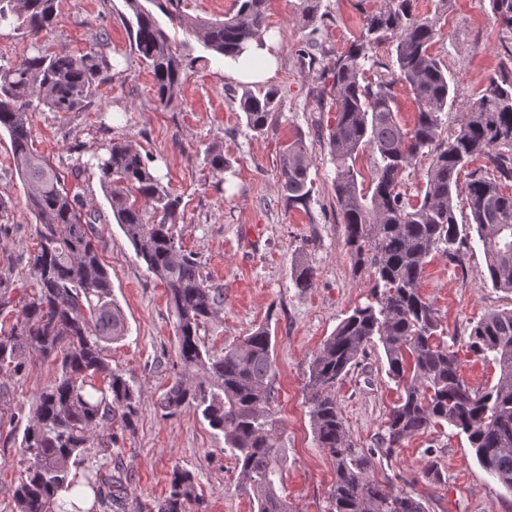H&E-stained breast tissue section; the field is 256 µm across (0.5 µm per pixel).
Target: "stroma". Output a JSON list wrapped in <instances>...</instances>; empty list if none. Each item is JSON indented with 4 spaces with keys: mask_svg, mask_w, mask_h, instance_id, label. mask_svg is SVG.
Listing matches in <instances>:
<instances>
[{
    "mask_svg": "<svg viewBox=\"0 0 512 512\" xmlns=\"http://www.w3.org/2000/svg\"><path fill=\"white\" fill-rule=\"evenodd\" d=\"M297 0H270L267 39L277 66L270 85L281 102L268 126L250 130L239 110L249 85L224 74L223 59L206 55L194 37L169 27L177 51L194 65L176 99L160 104L153 76L130 47L120 19L123 0H56L57 22L42 36L55 52L86 53L96 32L108 35L106 53L114 70L100 83L83 112L34 115L31 141L63 173L79 165V191L89 210L99 212L102 257L113 293L123 308L128 335L111 347L114 368L139 386L135 432L119 437L120 469L132 512H152L168 490L173 468L189 470L208 512H251L235 462L222 433L212 430L194 409L162 415L158 398L174 375L175 338L163 286L137 260L112 217L100 182L97 158L110 140L134 141L150 167L182 198L173 231L183 247L197 253L204 272L224 289V322L215 328V346L268 325L275 338V408L288 450L281 492L297 512H328L332 461L312 434L304 386L312 353L356 305L367 302V275L354 274L343 246L344 226L331 190L334 168L318 130L333 124L319 111L317 96L329 81L324 68L358 36L365 15L380 0H323L327 17L315 28L295 22ZM433 51L457 79L459 104L448 112L447 133H455L461 106L478 97L501 69L512 71V30L478 0H451L443 37ZM303 136L313 159V190L306 205L288 207L277 184L280 148ZM219 145L230 163L213 172L205 151ZM0 197L8 210L0 220L11 232L0 238V252L11 256L15 278L31 281L27 266L35 247L33 217L12 165L10 139L0 134ZM316 268L313 288L299 291L292 280L296 256ZM421 292L437 309L448 337L465 344L484 314L512 307V294L493 288L480 246H472L462 266L436 254L426 268ZM382 348L368 349L336 396L346 427L361 448H374L385 417L398 398L386 374ZM56 375L53 362L33 357L30 371L14 385L13 404L30 410L36 396ZM434 449L444 486L421 475L426 449ZM378 481L392 480L425 499L428 512H512V494L478 464L465 437L435 430L411 438L392 458H374Z\"/></svg>",
    "mask_w": 512,
    "mask_h": 512,
    "instance_id": "35a3bbf8",
    "label": "stroma"
}]
</instances>
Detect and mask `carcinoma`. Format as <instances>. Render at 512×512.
<instances>
[{
	"mask_svg": "<svg viewBox=\"0 0 512 512\" xmlns=\"http://www.w3.org/2000/svg\"><path fill=\"white\" fill-rule=\"evenodd\" d=\"M222 19L187 16L180 0H124L122 16L131 44L151 69L155 94L171 103L190 67L156 13L192 35L207 51L234 61L252 45L262 48L268 31V0H237ZM512 29V0H480ZM323 0H299L295 21L303 28L325 19ZM442 15L421 16L416 0H384L364 17L359 36L327 66L334 124L321 135L334 167L344 246L356 271L367 273L372 300L340 321L308 363L305 405L318 447L333 462L329 512H426L422 500L370 475L375 456L395 455L412 437L448 427L466 437L482 469L512 493V308L486 313L472 328L466 351L496 365L495 385L481 391L462 375L457 342L439 333L440 319L421 292L430 258L448 255L462 265L470 241L460 237L455 198L458 176L475 160L490 161L468 173L465 202L469 229L486 260L492 287L512 294V78L491 79L478 98L464 106L459 130L446 139L448 107L456 105V80L431 52L441 35ZM55 0H0V23L38 39L53 27ZM394 47L393 78L366 81L367 69L382 66L376 49ZM110 60L94 51L36 54L0 65V130L9 135L13 165L35 219L37 249L29 254L33 283L18 286L14 263L0 262V317L14 318L0 331V427L19 448L21 475L11 488L12 512H129L122 479L112 475L118 434L131 431L138 414L133 378L112 368L109 345L127 336L125 314L112 291L100 254V216L86 209L81 193L59 170L35 153L31 126L46 108L68 114L90 105L97 83L112 79ZM404 84L415 103L412 126L400 122L393 91ZM275 88L246 91L239 104L247 126L261 132L278 108ZM371 160L370 181L356 169L359 155ZM433 154L420 201L411 204L400 190L403 173L420 156ZM206 164L224 171V150L207 149ZM312 159L301 136L285 144L277 162L278 189L290 207L307 203L312 192ZM100 180L112 215L138 259L165 288L175 336L178 372L159 397L172 416L186 407L201 413L224 434L251 496L254 512H296L280 493L288 462L280 444L275 403V342L264 325L216 350L208 328L222 321L224 289L204 275L196 256L171 231L181 207L161 178L130 141L112 142L97 158ZM163 214L158 224L145 209ZM316 270L294 261L293 283L312 288ZM382 346L387 374L400 389L389 410L386 434L377 448H359L349 434L336 388L360 357ZM35 355L56 364L54 380L37 395L28 417L11 404L10 381L23 375ZM21 440H16V436ZM101 457L87 464L88 455ZM157 512H207L194 476L176 467Z\"/></svg>",
	"mask_w": 512,
	"mask_h": 512,
	"instance_id": "cac0c4a2",
	"label": "carcinoma"
}]
</instances>
